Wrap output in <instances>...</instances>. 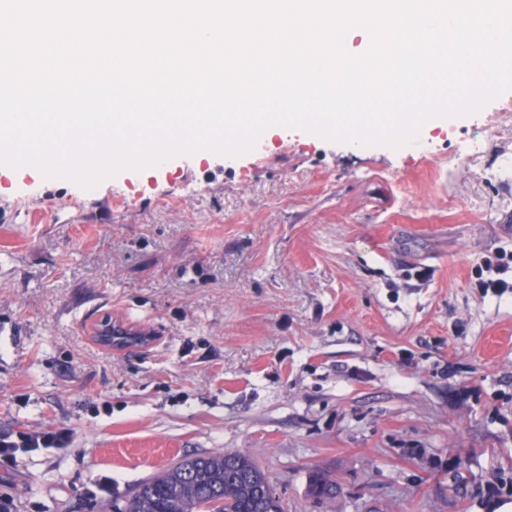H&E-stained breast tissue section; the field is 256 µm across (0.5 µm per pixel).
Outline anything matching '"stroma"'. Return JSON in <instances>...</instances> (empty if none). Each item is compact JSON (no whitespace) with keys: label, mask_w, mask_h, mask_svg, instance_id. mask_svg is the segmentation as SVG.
Segmentation results:
<instances>
[{"label":"stroma","mask_w":512,"mask_h":512,"mask_svg":"<svg viewBox=\"0 0 512 512\" xmlns=\"http://www.w3.org/2000/svg\"><path fill=\"white\" fill-rule=\"evenodd\" d=\"M447 126L275 135L91 191L0 165V439L68 435L0 467L7 512H101L235 452L287 512L512 502V287L476 286L512 258V91ZM315 471L342 492L315 499Z\"/></svg>","instance_id":"1"}]
</instances>
